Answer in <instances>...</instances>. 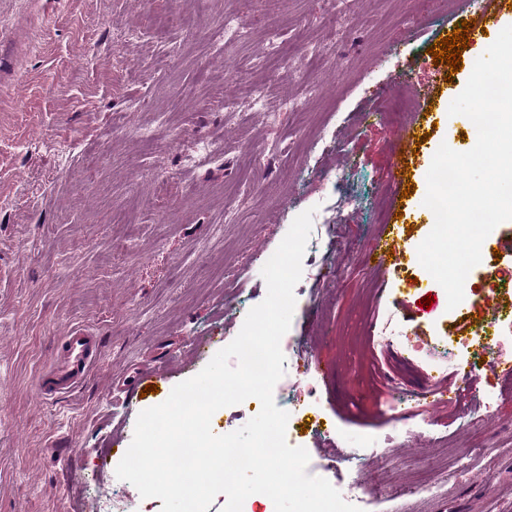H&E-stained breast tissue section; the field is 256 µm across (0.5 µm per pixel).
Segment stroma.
<instances>
[{"label": "stroma", "instance_id": "1", "mask_svg": "<svg viewBox=\"0 0 512 512\" xmlns=\"http://www.w3.org/2000/svg\"><path fill=\"white\" fill-rule=\"evenodd\" d=\"M229 15L264 22L232 44ZM448 34L438 0H0V512H99L112 494L160 512L112 475L174 383L117 385L184 359L199 373L192 341L208 356L233 341L266 296L265 255L308 209L320 227L283 337L289 445L332 463L342 493L355 473L339 450L375 446L368 512H512V382L487 366L461 404L434 402L441 373L379 337L397 298L428 292L438 305L417 332L463 361L459 340L485 319L477 297L448 308L422 266L370 258L391 227L408 246L429 235L415 213L433 156L469 147L449 106L484 48L451 72L429 53ZM397 83L432 96L387 108ZM202 141L209 155L186 166ZM73 326L95 332L101 360L43 399L36 379Z\"/></svg>", "mask_w": 512, "mask_h": 512}]
</instances>
